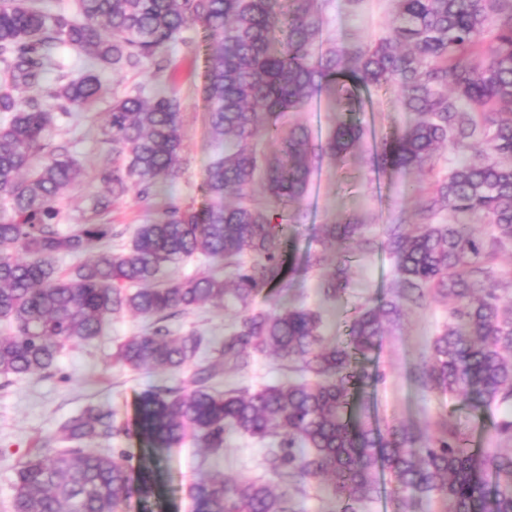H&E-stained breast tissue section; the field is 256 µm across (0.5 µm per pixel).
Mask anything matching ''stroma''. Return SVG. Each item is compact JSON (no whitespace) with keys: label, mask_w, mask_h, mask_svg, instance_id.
Segmentation results:
<instances>
[{"label":"stroma","mask_w":512,"mask_h":512,"mask_svg":"<svg viewBox=\"0 0 512 512\" xmlns=\"http://www.w3.org/2000/svg\"><path fill=\"white\" fill-rule=\"evenodd\" d=\"M317 6L326 20V39L339 46L356 39L369 43L384 36L394 17L392 0H361L355 7L349 0H318ZM167 55L181 71L178 99L185 164L175 180L163 185L162 193L198 208L206 199V169L216 152L203 94L205 56L188 53L179 44L171 46ZM364 99L362 111L352 114L348 101L325 93L313 101L311 110L294 113V120L306 124L316 142L325 139L336 122L349 117L362 123L366 136L343 163H317L306 196L292 209L295 223L287 248L300 257L318 250L323 225L352 217L364 221V235L373 241V250L362 253L356 245L347 244L333 253V260L345 264L349 272L345 291L336 297L323 293L324 271L302 270L291 276L288 292L266 289L253 301L259 310L288 306L320 311L323 334L328 342L336 344L344 340L347 324L360 305H374L396 294L394 260L385 243L390 225L409 226L414 221L419 196L412 193V186L429 185L434 177L446 175L449 166L465 159L464 154L447 146L437 152L432 172L414 169L377 173L370 163L375 147L383 137L413 124L416 115L407 111L391 91L372 90ZM108 108V102L103 101L79 120L57 118L49 137L53 144L71 142L74 157L86 171L85 178L70 187L59 204L57 227L61 232L87 222L92 198L105 191L98 171L108 160L107 147L101 142ZM148 218L136 193L116 200L105 217L112 226L113 250L128 247L135 228ZM235 320L233 311L207 306L173 317L167 326L176 335L203 333L212 342L206 356L215 362L224 335ZM447 322L446 303L430 299L420 305L403 304L400 319L386 328L379 348L364 363L367 371L381 375L379 382L361 393L364 418L381 427L402 424L421 431L444 420L449 427L461 429L469 443L510 451L512 438L498 435L495 426L504 418H512V402L475 413L454 396L422 390L416 381L432 339ZM147 326L146 320L129 313L112 318L96 339L65 346L46 374L23 379L0 376V512H7L14 465L38 445L50 451L62 449V442L55 438L62 420L86 406L101 405L113 410L119 423L131 425L135 422L136 401L143 391L154 385H186L190 377L186 371H134L113 364L112 355L118 345ZM299 376L298 363L287 364L266 355L244 370L223 374L220 386L258 387ZM110 445L132 455L135 471H148L155 489L153 512H191L189 488L199 477L209 474L267 482L273 479L264 462L263 444L236 434L228 435L224 450L216 454L190 440L181 447L161 451L135 436L111 440ZM288 492L295 512H336L337 503L326 481L307 479L289 487Z\"/></svg>","instance_id":"obj_1"}]
</instances>
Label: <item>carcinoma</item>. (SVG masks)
Returning <instances> with one entry per match:
<instances>
[{
    "mask_svg": "<svg viewBox=\"0 0 512 512\" xmlns=\"http://www.w3.org/2000/svg\"><path fill=\"white\" fill-rule=\"evenodd\" d=\"M316 2L77 0V13L67 15L32 0H0V322L8 328L0 335V375L50 370L66 344L97 338L124 312L152 328L119 345L118 363L163 372L196 365L190 387L155 386L139 395L132 431L99 405L62 420L57 435L74 447L39 448L16 464L10 512H121L134 495L149 502L152 486L134 479L128 453L88 448L131 433L158 449L190 439L213 453L228 434L247 436L265 445L266 465L280 480H327L341 512L373 498L380 471L406 507L436 498L444 512H512V452L472 448L446 426L417 437L399 426L382 432L351 424L350 398L369 379L357 361L379 345L396 302L358 308L344 345L325 341L317 310L252 307L264 289L287 288L295 272L286 210L305 197L314 161L342 158L364 135L360 124L340 121L314 145L309 128L288 124V115L324 92L353 100L360 90L391 89L418 119L381 142L372 153L375 171L423 170L445 143L457 152L479 138L486 144L480 158L430 184L417 225L395 224L388 234L397 302L428 295L448 301V325L431 342L420 384L474 411L512 400V306L502 296L512 279L492 280L480 266L512 241V0H392L388 33L347 47L323 39ZM196 25L204 32L210 134L220 147L200 208L158 200L160 185L184 163L180 106L167 92L177 75L166 52L178 41L198 48L188 35ZM63 46L85 59V69L47 86ZM151 65V83L120 96L95 74L97 67ZM107 98L101 134L112 146V165L98 176L109 192L93 199L92 212L108 214L132 189L154 212L118 254L106 250L110 224L59 233L58 201L83 169L69 143L48 141L57 117L89 112ZM259 138L274 149L258 148ZM257 184L277 209L254 199ZM445 210L454 220L434 223ZM458 216H476L494 234L487 240ZM345 243H365L363 225L352 218L324 225L322 251L304 260L307 269L327 271L328 297L343 292L348 277L326 253ZM61 254L82 260L62 273L55 265ZM246 254L254 261H241ZM194 255L234 268L232 286L216 268L159 283L166 267ZM206 305L235 307L238 316L222 361L202 364L205 336H173L163 322ZM270 351L300 362L304 379L214 390L224 370L244 369ZM191 497L194 512H291L285 492L252 479L201 478Z\"/></svg>",
    "mask_w": 512,
    "mask_h": 512,
    "instance_id": "1",
    "label": "carcinoma"
}]
</instances>
